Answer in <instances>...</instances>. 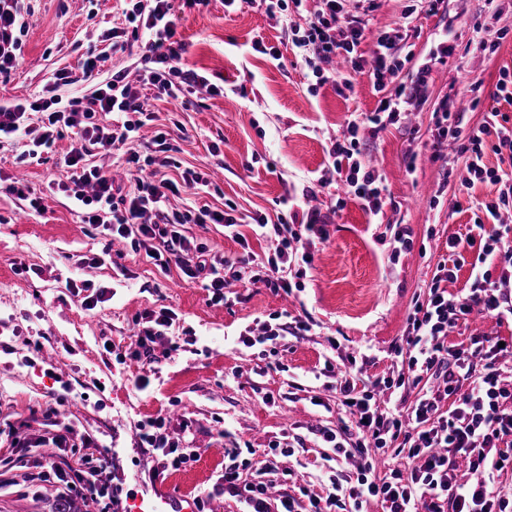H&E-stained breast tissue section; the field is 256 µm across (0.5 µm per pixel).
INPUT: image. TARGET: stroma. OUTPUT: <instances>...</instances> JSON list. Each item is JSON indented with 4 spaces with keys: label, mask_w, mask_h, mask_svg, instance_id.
<instances>
[{
    "label": "stroma",
    "mask_w": 512,
    "mask_h": 512,
    "mask_svg": "<svg viewBox=\"0 0 512 512\" xmlns=\"http://www.w3.org/2000/svg\"><path fill=\"white\" fill-rule=\"evenodd\" d=\"M410 22L401 31L402 52L412 62L386 77L387 94L407 83L417 64L447 31L450 57L433 64L426 103L412 104L417 123L400 120L378 137L365 138L363 160L376 166L391 200L382 223H375L358 200L338 189L328 149L341 136L351 114L379 106L368 72L344 66L339 82L318 84L307 65L310 52L296 46L290 29L299 17L286 10L267 16L243 6L224 9L221 0L188 9L178 31L186 45L185 69L220 87L213 95L192 88L190 106L172 111L151 99L156 119L144 125L141 141L167 132L184 165L208 169L209 193L182 196L180 205H231L236 217L265 214L303 219L318 211L327 223V242H313V270L297 297L284 299L263 283L232 285L226 303L210 304L201 283L187 280L178 265L160 269L145 250L108 244L83 224L60 185L71 172L59 163L72 140L57 144L58 154L44 164L17 166L19 141L0 143V175L28 182L44 210H21L16 197L0 193V423L11 422L19 438L43 434L42 414L56 404L58 417L76 432L90 434L118 454L121 474H137L130 487L143 493L150 457L138 445V420L164 414L181 447L198 452L186 468L166 473L163 483L197 495L211 489L228 450L251 447L262 460L269 444L289 440L295 453L289 465L299 483L320 489L329 475L333 451L316 443L312 428H339L344 411L336 398L337 372L324 368L337 342L340 356H353L357 385L372 387L396 363L411 300L425 291L439 262L449 257L450 235L466 233L476 219L475 201L495 196L493 183L460 187L468 173L463 162L448 163L437 144L431 114L441 105L462 112L467 126L488 121L492 108L508 111L493 95L499 72L512 69V0L498 13L484 0H440L430 11L426 0H348L349 14L362 18L364 43L392 31L406 6ZM26 37L24 61L0 99L32 100L55 95L69 100L88 91L90 82L54 85L52 75L76 70L82 55H101L100 75L109 77L131 57L113 54L105 31L124 27L125 0H36ZM484 40L486 49L475 46ZM278 47L280 60L254 50V41ZM482 81L472 93L467 79ZM314 187V199L303 198ZM413 231L411 251L393 256L392 225ZM89 282L111 292L110 300L87 310L68 285ZM174 309L168 332L181 345L172 358L160 359L148 391L135 390L138 368L120 361L132 334V319L145 309ZM307 319L301 336H285L279 357L259 359L235 341L245 328L262 332L275 314ZM111 352H104V342ZM41 356H34V344ZM283 369H275V362ZM68 400L56 403L63 384ZM20 470L0 475V512H52L55 492L44 484L25 490Z\"/></svg>",
    "instance_id": "1"
}]
</instances>
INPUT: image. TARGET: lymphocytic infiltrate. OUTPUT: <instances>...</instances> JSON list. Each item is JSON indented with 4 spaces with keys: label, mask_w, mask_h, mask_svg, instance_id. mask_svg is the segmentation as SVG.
<instances>
[{
    "label": "lymphocytic infiltrate",
    "mask_w": 512,
    "mask_h": 512,
    "mask_svg": "<svg viewBox=\"0 0 512 512\" xmlns=\"http://www.w3.org/2000/svg\"><path fill=\"white\" fill-rule=\"evenodd\" d=\"M209 0H134L125 12L124 28L106 32L113 52L137 53L141 63L122 67L105 80H97L98 59L87 56L81 63L89 91L61 104L54 97L26 102H0V139L26 138L19 162L54 152L58 140L69 132L78 139L64 156L71 170L63 190L82 223L101 230L111 239L129 242L131 248H145L157 266L177 261L184 276L202 281L212 304L225 300L224 290L234 283H264L275 292L292 295L303 289V280L313 263L310 245L327 234L317 213L306 223L292 224L278 216L276 224L254 217L250 234L240 230L241 220L226 210L207 205L179 208L170 206V195L199 192L210 187L207 173L182 168L166 134L137 144L146 121L152 120L149 94L179 100L197 84L208 85L205 76L183 69L185 44L177 36V22L183 8L208 5ZM345 0H322L307 11L301 45L310 47L313 71L320 83L333 81L328 63L340 56L353 68L368 69L376 91L383 97L376 112L353 118L341 138L328 151L333 167L347 193L361 201L371 215L382 214L387 204L382 176L361 158L365 136H378L399 122L401 111L411 99L426 96L430 60H422L407 86L396 96H385L386 75L400 69L398 38L378 34L370 50L361 43L364 29L357 19L346 17ZM35 9L32 0H0V77L9 78L24 55L29 19ZM211 94L217 86L208 85ZM41 113L38 127H30L29 112ZM440 138L454 146L464 158L472 179H490L501 189L496 198L477 202L483 217L469 226L466 234L448 238L452 264H437L426 294L413 299L407 334L396 353L404 354L406 373L378 378L374 389L358 388L348 358L349 371L336 385L338 399L349 417L340 430L313 428L316 440L331 445L337 458L359 456L356 481L333 472L322 492L299 486L289 493L288 470L282 459L291 448L269 446L262 464L263 477L248 478L253 464L230 453L210 490L196 497L198 512H208L214 498L229 495L246 507L245 512H365L370 501H379L385 512H512V491L500 478L512 469V224L503 223V213H512V173L488 169L486 151L500 161L512 163V116L501 114L492 122L476 127L462 124L460 113L445 109L434 112ZM124 157L131 185L117 183L102 166L91 163L92 153ZM187 224H218L225 236L241 245L239 255L218 256L205 245L194 243L182 232ZM276 238L272 255L260 257L249 246V237ZM296 264L295 281L282 278L280 270ZM469 266L465 288L452 293L462 266ZM492 319L493 332L470 331L466 342L452 346L448 333L468 329L472 314ZM176 314L172 309H146L137 313V328L129 355L139 369L133 384L147 389L158 361L155 346L164 340ZM510 336H502V329ZM419 389L409 406L389 405L382 395L406 385ZM139 444L151 451L154 464L150 479L169 470L177 471L191 460L169 431L164 415L138 421ZM11 450L0 456V469L9 470L33 460L44 480L54 482L62 502L77 496L93 497L100 512H125L127 498L110 470L113 455L88 438L74 436L68 426L48 429L36 440L11 439ZM79 458L80 468L67 466ZM478 476L464 480L460 467Z\"/></svg>",
    "instance_id": "lymphocytic-infiltrate-1"
}]
</instances>
